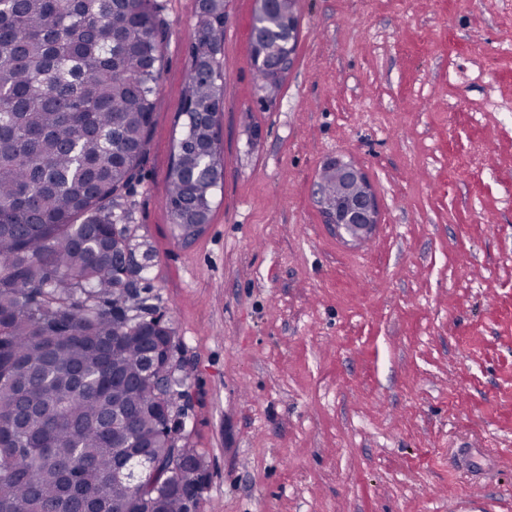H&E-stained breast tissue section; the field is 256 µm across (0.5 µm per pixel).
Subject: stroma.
I'll list each match as a JSON object with an SVG mask.
<instances>
[{
    "instance_id": "obj_1",
    "label": "stroma",
    "mask_w": 512,
    "mask_h": 512,
    "mask_svg": "<svg viewBox=\"0 0 512 512\" xmlns=\"http://www.w3.org/2000/svg\"><path fill=\"white\" fill-rule=\"evenodd\" d=\"M162 3L122 212L187 374L195 512H512V0H299L267 107L256 0H224V185L187 244L165 197L197 0ZM334 157L377 197L358 247L315 203Z\"/></svg>"
}]
</instances>
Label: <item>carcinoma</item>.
Listing matches in <instances>:
<instances>
[{
    "label": "carcinoma",
    "mask_w": 512,
    "mask_h": 512,
    "mask_svg": "<svg viewBox=\"0 0 512 512\" xmlns=\"http://www.w3.org/2000/svg\"><path fill=\"white\" fill-rule=\"evenodd\" d=\"M298 0L257 10L258 90L288 50ZM168 30L159 0H0V512H66L70 468L97 512H125L130 493L106 481L136 438L158 467L137 512H187L204 464L168 446L174 393L141 373L159 332L141 296L146 266L117 230L140 177ZM224 0H201L182 113L224 99L216 55ZM224 164L215 128L183 123L166 205L176 230L205 224ZM180 456L193 473L168 466Z\"/></svg>",
    "instance_id": "1"
}]
</instances>
